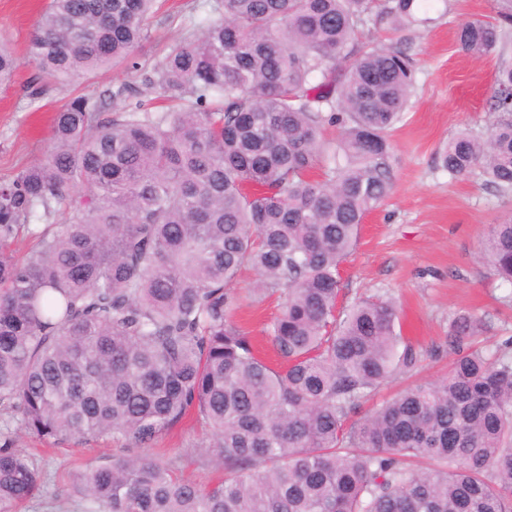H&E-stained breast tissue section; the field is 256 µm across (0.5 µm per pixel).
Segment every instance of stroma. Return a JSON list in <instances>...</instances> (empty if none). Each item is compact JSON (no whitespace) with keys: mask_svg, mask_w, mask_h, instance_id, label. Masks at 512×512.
I'll return each mask as SVG.
<instances>
[{"mask_svg":"<svg viewBox=\"0 0 512 512\" xmlns=\"http://www.w3.org/2000/svg\"><path fill=\"white\" fill-rule=\"evenodd\" d=\"M48 0H0V41L9 42L18 67L13 83L0 87V178L43 160L49 148L53 115L66 95L49 89L38 106L28 104L26 87L34 77L28 40ZM507 0H433L429 21L415 30L416 90L407 112L391 132L395 183L390 196L364 219L359 241L340 268V306L366 297L393 298L405 339L421 358L413 376L386 382L377 392L384 400L409 386L429 382L448 370L446 340L454 317L462 312L481 318L483 346L495 350L512 337V283L500 279L480 258L481 240L490 225L512 218V200L486 184L480 172L454 176L440 168L438 152L457 131L487 136L495 115L494 75L512 65V52L484 58L465 54L456 38L466 20L496 16ZM205 18L203 0H164L149 24L139 50L145 59L160 57L184 35V20ZM254 276L244 273L230 289L238 295L234 319L257 344L279 312L277 298L256 304L248 297ZM16 447L35 454L47 474L42 495L21 512H48L49 504L80 512L68 472L120 454L109 439L68 442L45 449L25 434ZM203 427L189 418L163 434L155 451L179 457L183 474L198 483L217 477L204 463Z\"/></svg>","mask_w":512,"mask_h":512,"instance_id":"obj_1","label":"stroma"}]
</instances>
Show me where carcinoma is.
I'll return each instance as SVG.
<instances>
[{"instance_id": "cac0c4a2", "label": "carcinoma", "mask_w": 512, "mask_h": 512, "mask_svg": "<svg viewBox=\"0 0 512 512\" xmlns=\"http://www.w3.org/2000/svg\"><path fill=\"white\" fill-rule=\"evenodd\" d=\"M156 2L48 0L28 43L31 106L107 67L132 81L69 97L46 158L0 181V512L44 482L12 422L121 443L71 473L84 512H512V337L473 346L477 317L450 325L445 376L350 422L421 362L393 300L338 309L341 264L393 189L417 0H207L150 62L136 50ZM457 41L505 53L512 12ZM16 68L0 44V84ZM495 83L488 136L462 130L439 160L511 197L512 67ZM23 229L37 244L19 259L6 243ZM481 258L512 281V219ZM244 269L251 295L283 298L275 366L231 318ZM190 415L224 470L208 485L148 452Z\"/></svg>"}]
</instances>
